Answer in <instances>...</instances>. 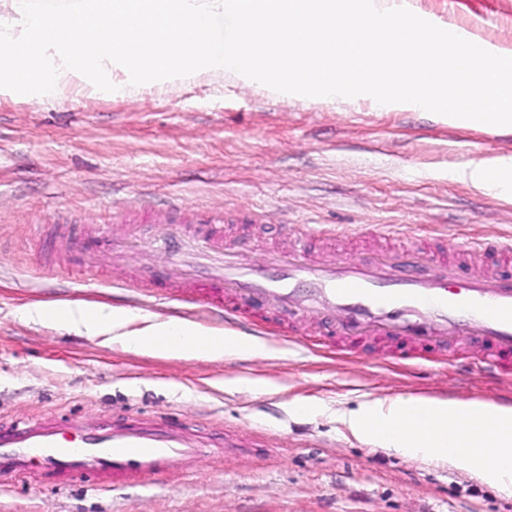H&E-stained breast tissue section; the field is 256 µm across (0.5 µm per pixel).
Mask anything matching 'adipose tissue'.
Segmentation results:
<instances>
[{"instance_id":"1","label":"adipose tissue","mask_w":512,"mask_h":512,"mask_svg":"<svg viewBox=\"0 0 512 512\" xmlns=\"http://www.w3.org/2000/svg\"><path fill=\"white\" fill-rule=\"evenodd\" d=\"M452 176L477 191L512 200V156L474 160ZM20 315L89 336L108 334L128 350L168 358L221 360L266 351L262 341L233 330L207 329L178 317L146 324L139 310L108 304H35L21 308ZM339 420L374 447L417 460L446 461L490 485L512 489L511 403L424 395L372 399L340 413Z\"/></svg>"}]
</instances>
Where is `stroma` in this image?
I'll list each match as a JSON object with an SVG mask.
<instances>
[{
	"instance_id": "stroma-1",
	"label": "stroma",
	"mask_w": 512,
	"mask_h": 512,
	"mask_svg": "<svg viewBox=\"0 0 512 512\" xmlns=\"http://www.w3.org/2000/svg\"><path fill=\"white\" fill-rule=\"evenodd\" d=\"M414 4L512 44V0ZM506 154L512 132L450 127L366 101H280L229 79L145 85L133 99H0V421L169 417L206 445L192 471L176 465L112 490L0 476V512H512V491L373 447L336 420L367 398L512 402V385L473 371L475 352L415 366L332 349L314 335L288 344L259 329L267 354L172 359L17 314L33 303H107L159 321L176 314L175 304L133 289L98 287L95 256L72 271L48 268L37 249L44 224L70 225L80 237L86 224H110L148 199L174 211L254 214L230 249L255 262L262 244L295 247L299 226L318 224L324 232L307 237V256L325 251L344 263L377 246L379 224L412 226L428 241L444 224L457 243L512 231V201L450 176ZM237 378L274 389L224 388ZM293 400L321 410L289 417Z\"/></svg>"
}]
</instances>
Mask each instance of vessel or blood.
Segmentation results:
<instances>
[{"mask_svg":"<svg viewBox=\"0 0 512 512\" xmlns=\"http://www.w3.org/2000/svg\"><path fill=\"white\" fill-rule=\"evenodd\" d=\"M139 225L118 214L100 233L104 255L118 253L138 235ZM202 249L174 280L154 281L152 296L233 318L262 301L269 317L293 326L320 322V336L332 344H379L394 358L430 361L476 337L479 362L492 370L512 368V239L456 244L441 253L439 268L453 279L439 286L414 273L395 272V254L378 250L345 264L332 258L306 260L292 251H274L260 263L224 249V219L215 215L194 224ZM182 425L162 421L159 430L115 431L37 416L0 424V474L65 485L75 479L116 487L142 475H160L175 462L191 464L202 452Z\"/></svg>","mask_w":512,"mask_h":512,"instance_id":"b4317fda","label":"vessel or blood"}]
</instances>
